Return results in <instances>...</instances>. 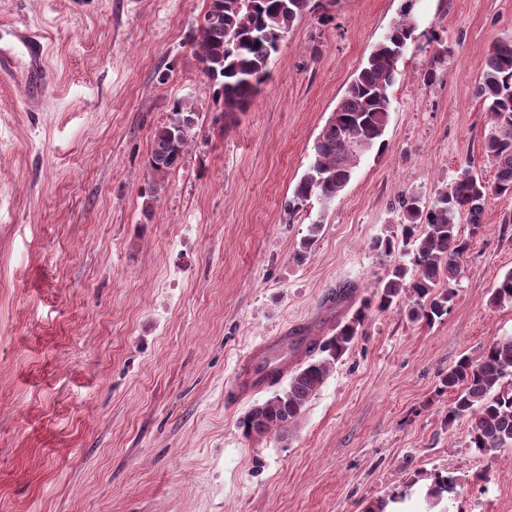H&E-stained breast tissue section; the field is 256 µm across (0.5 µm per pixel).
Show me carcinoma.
<instances>
[{"mask_svg":"<svg viewBox=\"0 0 512 512\" xmlns=\"http://www.w3.org/2000/svg\"><path fill=\"white\" fill-rule=\"evenodd\" d=\"M194 53L210 81L213 97L224 103V112L247 109L269 76L271 54L294 27L297 19L312 9L311 0H212ZM410 13L403 14L361 65L344 95L312 146L311 160L296 184L292 207L311 197L324 203L335 201L351 180L361 158L370 152L386 129L391 100L389 89L399 74V62L412 40ZM448 50L438 47L423 74L433 84L441 79ZM474 94L486 105L491 120L484 154L495 169L493 180L475 175L465 165L450 182L438 188L433 204L425 208L416 196L398 202L405 224L403 248L412 267L397 264L379 282L377 309L388 310L400 295L412 302L411 317L434 322L454 303L456 280L469 242L463 237L457 217L468 224L483 223L485 204L491 196H512V41L491 45ZM196 104L174 103L168 122L152 139L149 167L154 185L175 169L195 135ZM494 304L512 302V271L491 291ZM372 302L366 301L334 334L305 349L306 360L288 377L287 387L255 405L239 420L247 437L291 432L309 399L319 390L351 348L358 327L368 318ZM441 384L453 394L447 423L471 417L469 447L480 452L512 447V336L492 338L478 358L461 357L442 377ZM457 479L447 470L434 477L429 495L439 498L455 492Z\"/></svg>","mask_w":512,"mask_h":512,"instance_id":"obj_1","label":"carcinoma"}]
</instances>
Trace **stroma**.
I'll return each mask as SVG.
<instances>
[{"instance_id":"35a3bbf8","label":"stroma","mask_w":512,"mask_h":512,"mask_svg":"<svg viewBox=\"0 0 512 512\" xmlns=\"http://www.w3.org/2000/svg\"><path fill=\"white\" fill-rule=\"evenodd\" d=\"M207 8L0 0V21L43 32L51 68L33 111L0 82V512H512V448H469L440 383L512 335V304L489 302L512 271V197L462 224L448 315L413 320L406 297L372 311L290 437L239 427L272 388L224 399L255 346L331 336L406 262L371 248L400 237L401 197L431 205L466 163L492 179L474 86L490 46L512 40V0H321L229 114L190 40ZM406 12L383 146L330 206L289 208L327 117ZM439 44L442 77L423 84ZM187 97L203 104L199 131L154 187L153 133ZM445 470L455 492L428 498Z\"/></svg>"}]
</instances>
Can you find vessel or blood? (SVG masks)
<instances>
[{"instance_id": "obj_1", "label": "vessel or blood", "mask_w": 512, "mask_h": 512, "mask_svg": "<svg viewBox=\"0 0 512 512\" xmlns=\"http://www.w3.org/2000/svg\"><path fill=\"white\" fill-rule=\"evenodd\" d=\"M0 74L23 84L31 102H38L47 83V42L43 34L29 28L0 26ZM289 342L288 334L265 340L240 364L234 382L225 391L228 401L236 402L253 394L263 361H277Z\"/></svg>"}]
</instances>
